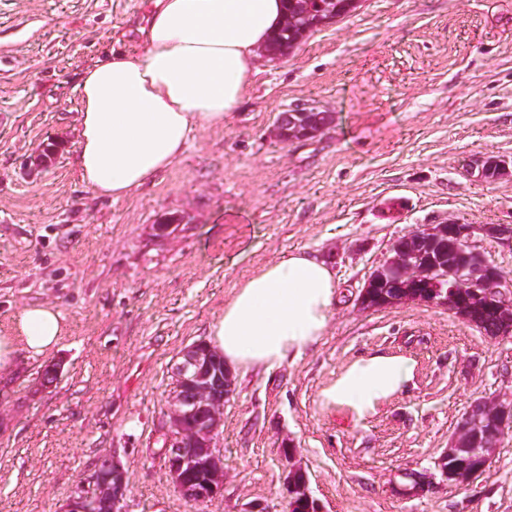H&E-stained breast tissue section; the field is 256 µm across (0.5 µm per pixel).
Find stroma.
Here are the masks:
<instances>
[{"label": "stroma", "mask_w": 512, "mask_h": 512, "mask_svg": "<svg viewBox=\"0 0 512 512\" xmlns=\"http://www.w3.org/2000/svg\"><path fill=\"white\" fill-rule=\"evenodd\" d=\"M150 0H0V333L32 303L68 332L0 372V512H60L114 454L126 512H285L287 448L321 512H512V430L468 487L438 462L471 405L512 393V337L491 338L424 302L361 309L392 243L422 224L512 225V0H362L284 56H259L248 96L129 196H95L74 167L81 73L111 48L139 52ZM306 101L333 121L281 143L279 112ZM57 149L35 177L32 154ZM171 216L184 228L158 235ZM331 266L341 288L319 340L276 369L233 370L217 444L224 485L189 503L157 440L175 366L237 285L288 252ZM411 374L357 418L323 392L352 361ZM57 366L53 383L43 381ZM435 481L406 491V475ZM488 158L481 160V161H477L471 165V170L474 171V173L477 170V176H476L477 178H479L481 180L484 179L485 168L488 167L490 164H492L493 167H496L495 176H494V171H491L492 167H489L485 174V181H490L489 179H491V178L498 179L503 176H509V175L511 177L512 168L509 167V165H511V162L504 160V159L494 158V157H492L490 159H488Z\"/></svg>", "instance_id": "35a3bbf8"}]
</instances>
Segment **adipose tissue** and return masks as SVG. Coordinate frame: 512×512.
<instances>
[{
	"mask_svg": "<svg viewBox=\"0 0 512 512\" xmlns=\"http://www.w3.org/2000/svg\"><path fill=\"white\" fill-rule=\"evenodd\" d=\"M283 15L282 0H153L142 50L113 52L82 76L76 164L85 185L102 197L130 195L169 168L195 132L223 124L245 99L256 50ZM337 296L332 270L294 251L239 284L210 334L227 364L269 371L322 336ZM65 331L55 306L24 307L0 335V371L19 352H51ZM409 373L399 357L362 358L324 397L362 411L393 395Z\"/></svg>",
	"mask_w": 512,
	"mask_h": 512,
	"instance_id": "1",
	"label": "adipose tissue"
}]
</instances>
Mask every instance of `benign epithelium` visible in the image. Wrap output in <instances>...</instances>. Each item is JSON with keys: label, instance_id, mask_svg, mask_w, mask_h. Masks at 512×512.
Instances as JSON below:
<instances>
[{"label": "benign epithelium", "instance_id": "benign-epithelium-1", "mask_svg": "<svg viewBox=\"0 0 512 512\" xmlns=\"http://www.w3.org/2000/svg\"><path fill=\"white\" fill-rule=\"evenodd\" d=\"M496 167L495 178L512 175V163L486 158L471 165L477 178L484 179L485 168ZM476 228L470 224H425L411 231L414 244L395 243L382 265L374 269L360 297V306L371 308L367 290L381 283L394 289L384 305L426 302L442 306L472 325L481 324V312L494 307L496 336L512 335V278L493 267L473 241ZM474 289V302L460 303L456 289ZM232 374L227 367L213 370L208 349L197 343L183 355L175 372L172 411L166 448L163 454L175 487L192 504L216 496L223 487L224 466L217 437L221 426L219 414L210 404L224 402L232 391ZM512 428V395L495 397L472 405L463 417L457 434L448 444L439 464L448 483L464 488L479 475L489 472L499 443ZM301 471L295 451L288 452L285 482L310 498L307 485L295 486ZM114 481L109 491V512H125V473L115 456L100 458L84 475L66 501L64 512H91L97 506L92 492L99 476Z\"/></svg>", "mask_w": 512, "mask_h": 512}]
</instances>
